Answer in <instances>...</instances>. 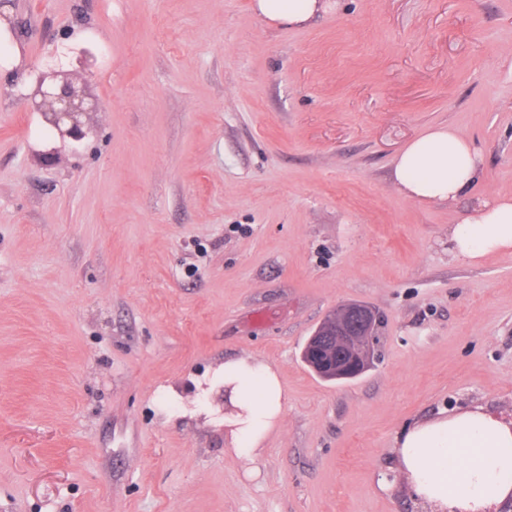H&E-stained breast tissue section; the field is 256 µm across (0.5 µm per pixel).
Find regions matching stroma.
<instances>
[{
	"mask_svg": "<svg viewBox=\"0 0 512 512\" xmlns=\"http://www.w3.org/2000/svg\"><path fill=\"white\" fill-rule=\"evenodd\" d=\"M337 3L288 29L251 0H11L0 69L79 73L99 108L48 163L0 80V512H421L397 434L512 414V253L455 258L464 202L392 177L447 125L512 195V0ZM351 302L379 357L328 382L301 349ZM241 356L286 399L251 476L184 413Z\"/></svg>",
	"mask_w": 512,
	"mask_h": 512,
	"instance_id": "35a3bbf8",
	"label": "stroma"
}]
</instances>
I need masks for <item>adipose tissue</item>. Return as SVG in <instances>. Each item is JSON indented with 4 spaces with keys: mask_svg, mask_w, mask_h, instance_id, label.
Here are the masks:
<instances>
[{
    "mask_svg": "<svg viewBox=\"0 0 512 512\" xmlns=\"http://www.w3.org/2000/svg\"><path fill=\"white\" fill-rule=\"evenodd\" d=\"M330 0H254L268 25L305 27ZM482 154L472 140L439 125L413 139L394 161L393 180L419 202L469 199L448 230V250L479 265L512 252V195L475 196ZM226 451L252 464L281 423L284 391L276 370L252 357L225 361ZM399 471L413 497L431 512H494L512 500V418L476 408L408 426L396 438Z\"/></svg>",
    "mask_w": 512,
    "mask_h": 512,
    "instance_id": "1",
    "label": "adipose tissue"
}]
</instances>
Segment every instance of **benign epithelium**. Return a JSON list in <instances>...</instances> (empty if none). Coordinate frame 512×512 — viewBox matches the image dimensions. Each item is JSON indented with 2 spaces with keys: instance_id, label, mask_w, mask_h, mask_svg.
<instances>
[{
  "instance_id": "obj_1",
  "label": "benign epithelium",
  "mask_w": 512,
  "mask_h": 512,
  "mask_svg": "<svg viewBox=\"0 0 512 512\" xmlns=\"http://www.w3.org/2000/svg\"><path fill=\"white\" fill-rule=\"evenodd\" d=\"M19 101L42 114L53 138L74 147L86 137V115L97 110L75 74L55 69L37 73ZM379 317V311L367 304L339 306L309 336L302 350L304 362L327 381L361 375L375 358Z\"/></svg>"
}]
</instances>
